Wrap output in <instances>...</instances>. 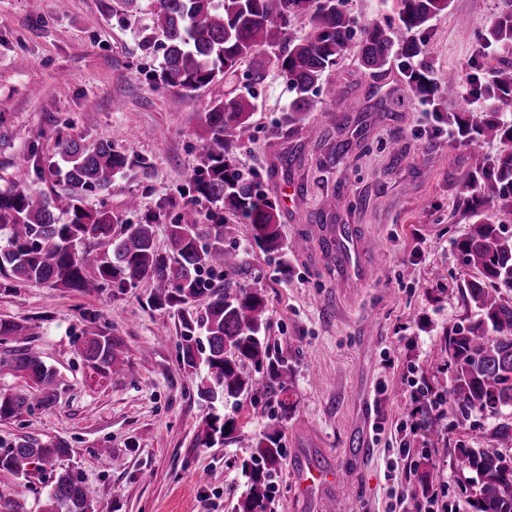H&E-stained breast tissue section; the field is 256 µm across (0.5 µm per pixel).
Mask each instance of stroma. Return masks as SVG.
<instances>
[{"instance_id":"stroma-1","label":"stroma","mask_w":512,"mask_h":512,"mask_svg":"<svg viewBox=\"0 0 512 512\" xmlns=\"http://www.w3.org/2000/svg\"><path fill=\"white\" fill-rule=\"evenodd\" d=\"M499 5L451 0L447 14L432 21L425 35L439 85L499 67L504 52H476ZM162 59V47L141 50L123 0H0V187L19 182L52 195L57 220L66 222L65 187L38 172L62 137L135 148L130 167L88 207L137 224L167 201H187L201 162L204 112L223 97L224 85L190 95L154 87L150 76ZM265 69L251 131L234 159L259 173L278 204L291 252L280 265L250 245L244 224L233 248L242 285L267 300L268 343L293 373L296 404L282 420L285 455L271 477L268 512H407L422 461L430 497L447 512H472L464 493L471 474L453 448L460 440L497 447L491 419L472 413L462 430L447 406L410 436L398 423L418 388L444 394L450 387L445 332L467 315L457 287L471 275L454 248L470 225L458 206L467 194L462 177L500 145L461 143L453 124L433 122L395 62L376 76L347 54L328 74L345 97L316 100L294 125L285 122L292 98L285 77L274 62ZM340 140L349 148L336 158ZM22 158L26 176L16 166ZM336 191L343 206L323 228H312ZM133 196L139 209L127 207ZM340 224L356 230L373 279L352 277L324 250ZM149 294L145 282L121 293L37 284L0 291V319L39 325L30 346L63 382L54 407L0 424V440L68 441L60 466L92 487L96 512H230L247 490L241 463L276 404L250 396L228 402L232 439L197 447L209 411L197 395L200 375L178 365L177 311L150 306ZM89 312L118 343L123 375L94 377L79 357L75 338ZM404 437L411 444L406 457L397 452ZM302 469L337 472L342 481L304 490ZM53 479L49 471L25 481L0 471V512L16 503L22 512H43Z\"/></svg>"}]
</instances>
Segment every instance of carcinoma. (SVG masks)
<instances>
[{
  "instance_id": "obj_1",
  "label": "carcinoma",
  "mask_w": 512,
  "mask_h": 512,
  "mask_svg": "<svg viewBox=\"0 0 512 512\" xmlns=\"http://www.w3.org/2000/svg\"><path fill=\"white\" fill-rule=\"evenodd\" d=\"M396 14L393 25L370 23L357 45L347 0H152L148 20L139 28V44L153 48L155 34L166 39L163 64L152 80L184 94L214 82L233 81L239 67L249 62L250 85L231 88L205 112L200 140L203 167L191 177L196 197L216 205L201 228L199 212L189 200L169 225V251L156 247L154 227L164 214L152 213L140 224H121L104 209H91L86 200L112 185L128 167L132 149L116 150L101 142L88 148L74 140L58 143L48 171L61 177L68 190V222L60 224L52 199L21 186L0 190V289L9 291L27 283L79 292L115 288L122 291L142 281L150 284L148 302L156 308L177 309L180 321V366L205 374L198 396L211 412L197 434V446L211 448L235 429V420L218 405L257 391L275 400L283 412L292 408L290 368L274 356L266 341L268 305L264 295L232 278L241 271L235 252L226 248L234 226H249L250 239L267 255H288L279 231L275 202L263 192L259 175L241 169L231 158L232 148L251 128L256 111L252 87L265 76L257 55L276 48L274 63L293 93L288 122L296 124L322 94L335 100L336 83L325 78L338 61L357 48L364 68L381 73L399 59L409 90L424 102L435 119L444 120L442 105L449 99L482 101L486 107L475 119L455 116L463 143L493 140L501 149L483 159L464 181L480 199L500 213L512 214V64L495 69L491 78L471 74L465 88H444L431 79L430 49L420 37L429 23L447 13L450 0H390ZM309 14V30L302 37L288 32L296 13ZM512 47V0L485 30L478 53ZM471 221L467 234L454 247L473 271L458 288L471 316L446 332L445 350L452 384L448 397L466 427L473 412L492 418L512 409V232L496 223L494 215L467 207ZM201 309H195V305ZM33 327L0 319V339L27 341ZM79 355L93 374L110 378L121 372L118 345L106 331L95 328L76 337ZM247 361L266 365L261 387L243 376ZM29 380L38 391L0 389V422L19 416L34 405L53 407L60 381L29 347H18L0 357V374ZM492 437L512 442V418L496 422ZM69 453L64 440L47 444L18 440L0 451V471L28 477V466L55 473L44 512H94L93 491L68 470L55 472L57 460ZM458 461L473 474L470 505L474 512H512V455L485 448L455 449ZM284 455L280 416H273L242 467L249 479L245 496L231 512H267L272 472ZM429 474L419 475L411 512L428 499Z\"/></svg>"
}]
</instances>
